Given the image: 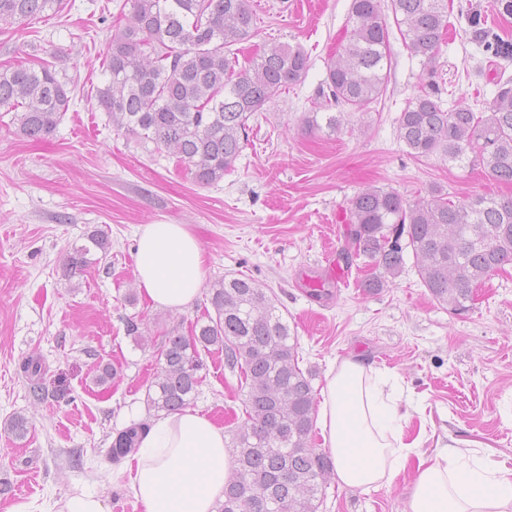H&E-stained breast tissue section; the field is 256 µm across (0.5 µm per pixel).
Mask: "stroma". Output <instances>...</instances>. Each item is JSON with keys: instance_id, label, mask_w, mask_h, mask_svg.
Masks as SVG:
<instances>
[{"instance_id": "35a3bbf8", "label": "stroma", "mask_w": 512, "mask_h": 512, "mask_svg": "<svg viewBox=\"0 0 512 512\" xmlns=\"http://www.w3.org/2000/svg\"><path fill=\"white\" fill-rule=\"evenodd\" d=\"M125 2L64 0L59 13L0 26V68L39 57L72 90L56 130L40 140L20 135L12 113L0 112V512L21 503L58 512L77 492L101 499L106 512H145L129 458L109 456L112 442L131 424L155 419L146 405L154 339L187 332L208 304L207 289L227 275L271 290L315 391L332 367L358 356L411 406L404 439L419 446L393 481L370 492L331 482L319 512H404L419 459L451 444L512 469V265L456 316L432 299L413 262L366 292L362 272L340 256L345 207L366 188L410 201L433 187L455 201L512 196V184L480 167L407 154L397 118L421 91L422 66L399 31L390 32L391 68L372 111L350 115L339 133H320L305 118L324 101L351 0H250L258 31L233 45L240 61L282 42L302 46L309 68L250 118L234 169L202 187L167 152L115 130L98 103L102 62ZM453 2L437 59L441 97L478 110L491 100L497 74L512 77V61L471 41L457 8H471L508 44L512 15L501 0ZM158 221L189 225L205 252V291L181 311L154 307L138 292L136 234ZM95 229L108 235V257L66 278L67 255ZM133 316L142 320L138 340L126 331ZM33 354L44 368L40 401L20 370ZM100 361L116 367L112 385L95 383ZM202 374L193 411L232 430L244 398L237 374L220 353L205 356ZM17 415L29 422L21 439L4 430Z\"/></svg>"}]
</instances>
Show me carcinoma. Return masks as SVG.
<instances>
[{"label": "carcinoma", "instance_id": "1", "mask_svg": "<svg viewBox=\"0 0 512 512\" xmlns=\"http://www.w3.org/2000/svg\"><path fill=\"white\" fill-rule=\"evenodd\" d=\"M128 22L117 25L103 68L109 74L98 102L112 126L165 149L201 186L224 178L248 137L250 117L297 82L307 53L285 43L265 45L239 65L225 49L255 35L249 0H128ZM62 0H0V24L57 12ZM388 9L412 56L420 59L421 94L397 119L400 140L419 159L438 155L479 165L491 178L512 184V77L495 78L486 111L444 107L436 57L448 28V0H390ZM472 39L506 61L512 46L467 16ZM389 27L380 0H352L345 43L327 66V98L336 107L366 114L382 97L390 66ZM70 90L46 60L0 70V110L15 113L20 134L54 132L68 111ZM345 112H316L308 128L343 129ZM345 263L361 258L374 269L366 291L384 286L404 268L411 251L431 297L455 315L470 310L475 290L512 264V197L477 196L454 202L439 189L413 202L393 190L367 188L345 207ZM107 256L101 231L88 235ZM90 247V248H92ZM90 248L67 256V276L91 263ZM210 308L189 334L162 339L148 406L181 413L203 384L202 355L224 354L246 390L243 419L227 442L235 473L218 512H318L333 464L313 446L316 397L299 366L297 337L275 297L250 278L224 277L209 289ZM150 424H134L112 443L118 460L138 450Z\"/></svg>", "mask_w": 512, "mask_h": 512}]
</instances>
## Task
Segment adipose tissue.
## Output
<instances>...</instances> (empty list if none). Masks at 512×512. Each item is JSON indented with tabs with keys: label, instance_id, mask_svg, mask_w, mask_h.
Masks as SVG:
<instances>
[{
	"label": "adipose tissue",
	"instance_id": "obj_1",
	"mask_svg": "<svg viewBox=\"0 0 512 512\" xmlns=\"http://www.w3.org/2000/svg\"><path fill=\"white\" fill-rule=\"evenodd\" d=\"M205 254L185 224L142 225L134 275L154 306L180 311L201 293ZM410 414L385 394L365 360L351 357L326 377L321 404L323 445L338 483L372 490L393 481L413 452L404 441ZM235 465L223 427L197 412L158 418L134 457L132 488L145 512H215ZM407 512H512V470L472 461L458 448L420 461Z\"/></svg>",
	"mask_w": 512,
	"mask_h": 512
}]
</instances>
